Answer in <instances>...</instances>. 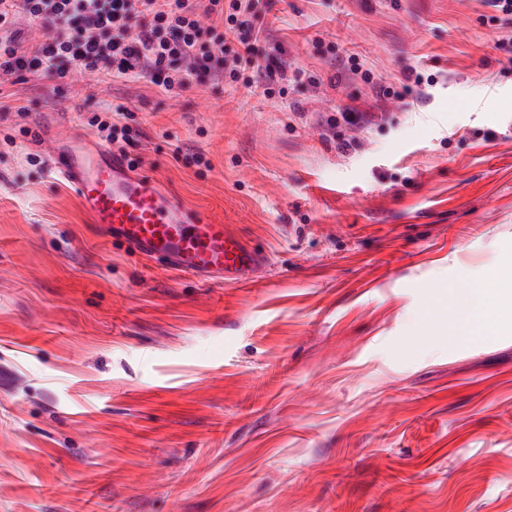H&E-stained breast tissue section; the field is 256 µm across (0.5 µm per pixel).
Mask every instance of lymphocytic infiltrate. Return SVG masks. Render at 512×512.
Returning a JSON list of instances; mask_svg holds the SVG:
<instances>
[{
  "mask_svg": "<svg viewBox=\"0 0 512 512\" xmlns=\"http://www.w3.org/2000/svg\"><path fill=\"white\" fill-rule=\"evenodd\" d=\"M259 0H0V77L26 72L52 79L71 70L115 78L147 76L167 92L219 76L237 82L260 69L255 47L225 57L224 44L254 32ZM46 34L29 42L21 20ZM264 69V68H261ZM265 81L288 77L287 63Z\"/></svg>",
  "mask_w": 512,
  "mask_h": 512,
  "instance_id": "obj_1",
  "label": "lymphocytic infiltrate"
}]
</instances>
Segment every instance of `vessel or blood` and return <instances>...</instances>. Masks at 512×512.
<instances>
[{
  "label": "vessel or blood",
  "instance_id": "b4317fda",
  "mask_svg": "<svg viewBox=\"0 0 512 512\" xmlns=\"http://www.w3.org/2000/svg\"><path fill=\"white\" fill-rule=\"evenodd\" d=\"M49 166L74 191L90 221L134 255L234 283L263 262L226 225L187 210L110 148L76 137L53 148Z\"/></svg>",
  "mask_w": 512,
  "mask_h": 512
}]
</instances>
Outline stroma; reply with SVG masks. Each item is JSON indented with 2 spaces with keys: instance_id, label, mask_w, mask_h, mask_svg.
Masks as SVG:
<instances>
[{
  "instance_id": "1",
  "label": "stroma",
  "mask_w": 512,
  "mask_h": 512,
  "mask_svg": "<svg viewBox=\"0 0 512 512\" xmlns=\"http://www.w3.org/2000/svg\"><path fill=\"white\" fill-rule=\"evenodd\" d=\"M259 25L306 75L270 97L0 79V512H512V324L455 326L512 289V16L268 0ZM413 72L427 98H398ZM118 103L138 172L265 256L249 279L133 256L50 171ZM484 288L471 290L469 304L459 313L462 328L473 335H488L499 324L512 321V302L490 308Z\"/></svg>"
}]
</instances>
